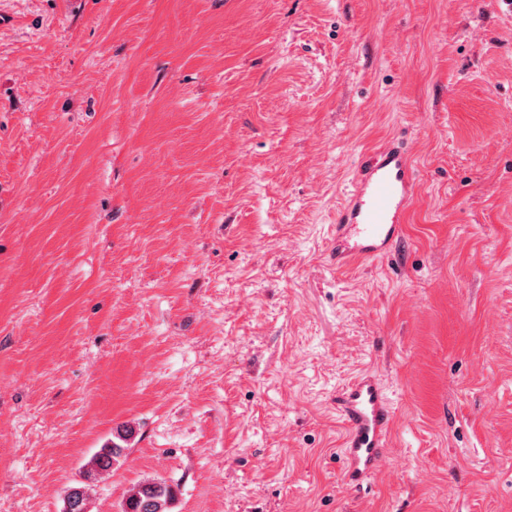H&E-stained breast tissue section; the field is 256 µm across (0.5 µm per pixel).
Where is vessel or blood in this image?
Returning a JSON list of instances; mask_svg holds the SVG:
<instances>
[{"label":"vessel or blood","mask_w":512,"mask_h":512,"mask_svg":"<svg viewBox=\"0 0 512 512\" xmlns=\"http://www.w3.org/2000/svg\"><path fill=\"white\" fill-rule=\"evenodd\" d=\"M415 174L407 152L384 146L366 161L336 217V263L384 255L397 239L413 199ZM344 426L342 480L352 490L371 484L382 469L393 425L392 403L382 378L364 370L336 392Z\"/></svg>","instance_id":"1"}]
</instances>
